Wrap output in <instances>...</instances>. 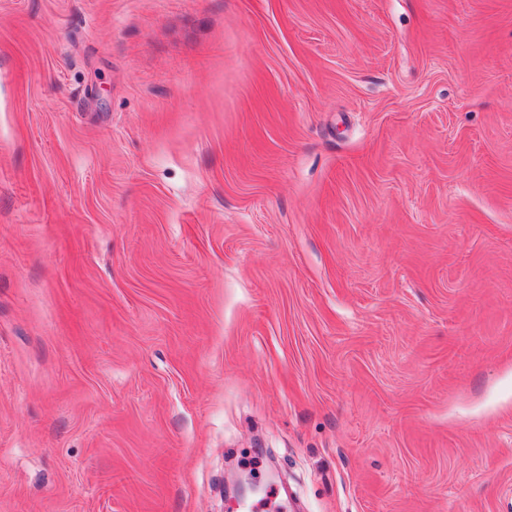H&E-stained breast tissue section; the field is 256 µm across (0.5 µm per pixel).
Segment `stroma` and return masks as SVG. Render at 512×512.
<instances>
[{
  "mask_svg": "<svg viewBox=\"0 0 512 512\" xmlns=\"http://www.w3.org/2000/svg\"><path fill=\"white\" fill-rule=\"evenodd\" d=\"M512 512V0H0V512Z\"/></svg>",
  "mask_w": 512,
  "mask_h": 512,
  "instance_id": "1",
  "label": "stroma"
}]
</instances>
